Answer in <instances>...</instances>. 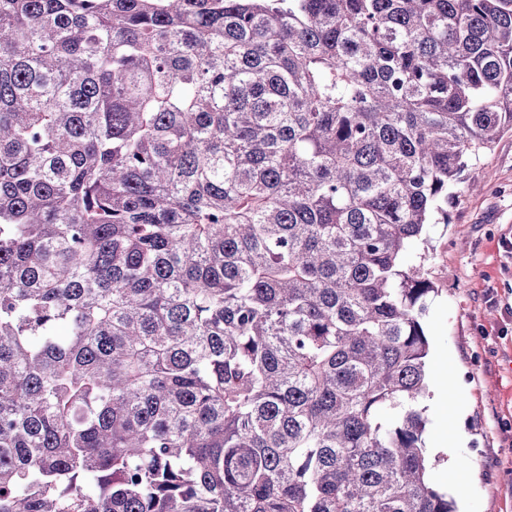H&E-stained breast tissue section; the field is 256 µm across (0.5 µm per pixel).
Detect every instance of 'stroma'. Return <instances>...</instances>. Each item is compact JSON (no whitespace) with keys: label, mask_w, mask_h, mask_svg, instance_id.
<instances>
[{"label":"stroma","mask_w":512,"mask_h":512,"mask_svg":"<svg viewBox=\"0 0 512 512\" xmlns=\"http://www.w3.org/2000/svg\"><path fill=\"white\" fill-rule=\"evenodd\" d=\"M484 187L460 183L431 225L424 268L436 292L422 400L433 483L459 512H512V133L481 155Z\"/></svg>","instance_id":"35a3bbf8"}]
</instances>
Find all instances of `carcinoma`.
<instances>
[{
    "label": "carcinoma",
    "mask_w": 512,
    "mask_h": 512,
    "mask_svg": "<svg viewBox=\"0 0 512 512\" xmlns=\"http://www.w3.org/2000/svg\"><path fill=\"white\" fill-rule=\"evenodd\" d=\"M512 132V0H0V512H456L429 226Z\"/></svg>",
    "instance_id": "carcinoma-1"
}]
</instances>
